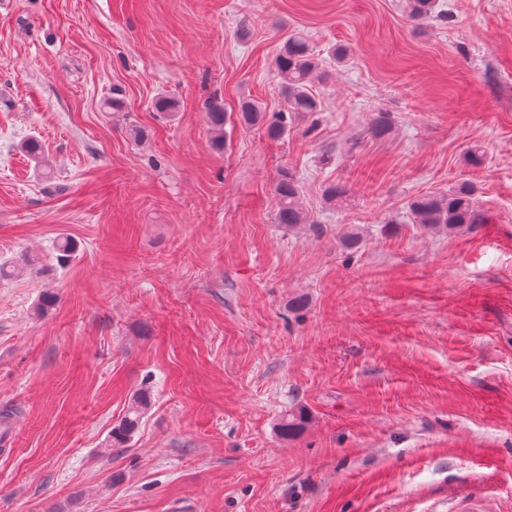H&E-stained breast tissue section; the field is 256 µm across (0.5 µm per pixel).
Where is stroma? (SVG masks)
Listing matches in <instances>:
<instances>
[{"label":"stroma","mask_w":512,"mask_h":512,"mask_svg":"<svg viewBox=\"0 0 512 512\" xmlns=\"http://www.w3.org/2000/svg\"><path fill=\"white\" fill-rule=\"evenodd\" d=\"M443 7L0 0V262L23 268L0 279V512H512V0ZM294 30L352 49L321 111L277 140L232 121L215 150L208 101L283 110ZM381 110L388 140L367 133ZM284 171L314 225L276 223ZM460 182L486 223L410 222ZM292 407L309 422L286 440ZM405 12L411 21H421L431 17H442L445 13L437 11V0H406ZM151 399L147 392L140 391L132 397L125 416L118 426L112 429V445L123 448L138 430L142 419L150 408ZM309 415L302 407L291 408L278 423V432L283 439H291L299 435L308 424Z\"/></svg>","instance_id":"1"}]
</instances>
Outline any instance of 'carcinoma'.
Wrapping results in <instances>:
<instances>
[{"label": "carcinoma", "mask_w": 512, "mask_h": 512, "mask_svg": "<svg viewBox=\"0 0 512 512\" xmlns=\"http://www.w3.org/2000/svg\"><path fill=\"white\" fill-rule=\"evenodd\" d=\"M438 0H406L405 12L412 21L439 16ZM282 92L285 97L286 111L296 114L321 111L320 101L312 93L316 81H325L329 77L322 59L315 54L307 38L295 32L282 41L275 57ZM240 117L244 123L265 129L272 139L284 134L282 122L267 118L265 108L257 101L246 99L240 105ZM207 120L212 134L213 145L217 149L224 146V107L213 102L208 107ZM393 132V123L389 115L380 112L369 128L372 137L383 139ZM21 149L29 158L41 164L45 159L47 147L36 136L26 139ZM277 199L275 222L290 229L303 224H311L310 213L303 204V190L300 182L291 174L281 173L274 184ZM476 189L470 183H459L446 191H429L414 196L408 202V212L414 223L435 233L468 230L485 220L476 208ZM324 198L333 205H343L348 200L346 185L333 183L325 187ZM76 245L67 236L57 238L54 245L55 258L65 264L73 257ZM151 399L147 392L140 391L132 397L125 416L118 426L112 429V447L123 448L138 430L142 419L150 408ZM309 415L302 407L291 408L278 423L280 437L288 440L299 435L308 424Z\"/></svg>", "instance_id": "cac0c4a2"}]
</instances>
